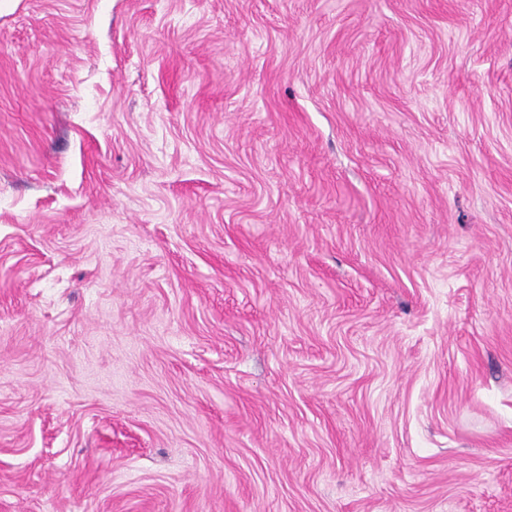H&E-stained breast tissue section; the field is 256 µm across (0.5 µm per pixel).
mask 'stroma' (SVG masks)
Masks as SVG:
<instances>
[{
	"label": "stroma",
	"mask_w": 512,
	"mask_h": 512,
	"mask_svg": "<svg viewBox=\"0 0 512 512\" xmlns=\"http://www.w3.org/2000/svg\"><path fill=\"white\" fill-rule=\"evenodd\" d=\"M0 512H512V0H0Z\"/></svg>",
	"instance_id": "stroma-1"
}]
</instances>
